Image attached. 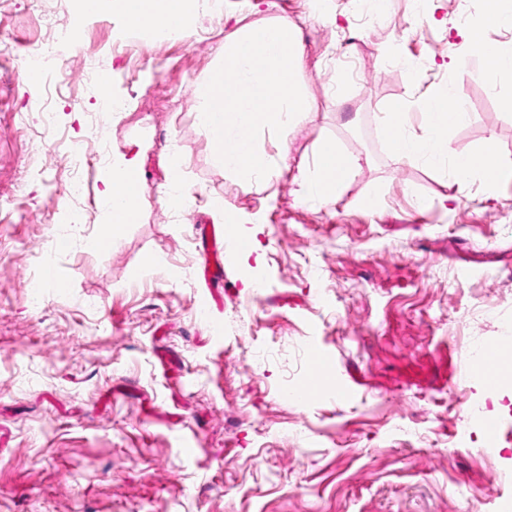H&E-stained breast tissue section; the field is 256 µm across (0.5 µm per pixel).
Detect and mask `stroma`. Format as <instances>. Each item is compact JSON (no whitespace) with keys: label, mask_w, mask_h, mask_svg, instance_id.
Listing matches in <instances>:
<instances>
[{"label":"stroma","mask_w":512,"mask_h":512,"mask_svg":"<svg viewBox=\"0 0 512 512\" xmlns=\"http://www.w3.org/2000/svg\"><path fill=\"white\" fill-rule=\"evenodd\" d=\"M363 0H224L197 11L191 36L158 46L115 13L78 18L73 0H0V512H497L512 500V388L460 383L473 349L512 337V179L495 190L389 156L379 114L453 84L468 103L459 153L494 139L512 159V117L453 69L472 0H389L365 27ZM277 18L299 29L310 110L287 138L271 186L214 164L194 86L239 28ZM79 31L70 61L37 88L29 55ZM422 60L417 85L387 56ZM129 107L94 128L89 65ZM320 137L361 167L341 195L311 207L295 178ZM140 154L142 207L121 240L102 230L107 166L71 153ZM181 150L194 202H160L167 154ZM81 179L83 196L69 192ZM226 212L258 240L221 258L225 289L206 303L196 227ZM74 246L55 247L59 234ZM168 255L153 275L147 255ZM67 286L35 289L43 265ZM260 281L258 289L246 279ZM327 356L317 397L300 387L309 349ZM497 418L489 444L481 421Z\"/></svg>","instance_id":"1"}]
</instances>
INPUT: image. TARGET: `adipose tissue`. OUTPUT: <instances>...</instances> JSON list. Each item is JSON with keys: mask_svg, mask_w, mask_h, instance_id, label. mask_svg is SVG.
Returning a JSON list of instances; mask_svg holds the SVG:
<instances>
[{"mask_svg": "<svg viewBox=\"0 0 512 512\" xmlns=\"http://www.w3.org/2000/svg\"><path fill=\"white\" fill-rule=\"evenodd\" d=\"M197 0H74L79 16L90 17L104 12L121 14L138 33L151 37L163 31L185 39L192 34ZM360 166L359 159L348 154L332 138L317 139L312 162L299 171L296 179L297 199L318 206L338 196L352 180ZM101 214L104 232L93 240L96 249L111 247L119 241L125 224L116 220L115 207L128 214H138L144 194L140 155H117L111 158L103 178Z\"/></svg>", "mask_w": 512, "mask_h": 512, "instance_id": "obj_1", "label": "adipose tissue"}]
</instances>
